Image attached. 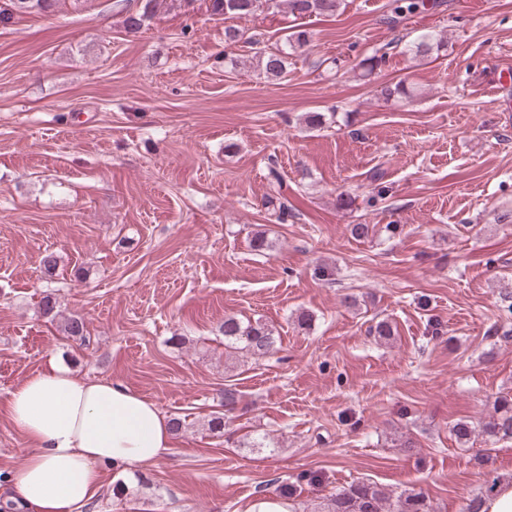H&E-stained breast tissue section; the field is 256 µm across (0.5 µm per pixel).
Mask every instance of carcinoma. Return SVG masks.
Wrapping results in <instances>:
<instances>
[{"label":"carcinoma","mask_w":512,"mask_h":512,"mask_svg":"<svg viewBox=\"0 0 512 512\" xmlns=\"http://www.w3.org/2000/svg\"><path fill=\"white\" fill-rule=\"evenodd\" d=\"M285 2L288 12L296 18L311 16L331 17L336 14L338 0H274V6ZM57 0H10L11 9L0 10V23L7 24L18 15L41 13L49 15L54 12ZM163 0H145L140 11H125L124 26L129 32H137L146 21L152 19L162 5ZM210 10L214 15L226 19H246L263 10L262 0H210ZM225 36L231 44L244 43L254 47L263 72L272 77H279L288 70L290 52L306 46L310 41L309 32L297 29L286 38L291 51L284 48L266 49L259 47V41L247 35L246 31L235 26L225 28ZM444 42L432 35H424L411 45L415 56L428 58L439 51ZM227 346L242 350L252 356L267 354L276 343V336L269 326L259 320L244 323L228 316L221 325ZM64 334L74 340L85 343L87 327L84 318L71 316L63 325ZM494 415L491 419L476 427L468 420H459L452 431L457 441L466 443L476 431L496 440L512 439V396L500 395L493 403ZM324 512H433L431 503L425 496L413 489L403 491L392 500L380 486L365 481L351 483L347 488L325 498Z\"/></svg>","instance_id":"carcinoma-1"}]
</instances>
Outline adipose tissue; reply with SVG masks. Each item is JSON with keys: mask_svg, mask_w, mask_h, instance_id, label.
<instances>
[{"mask_svg": "<svg viewBox=\"0 0 512 512\" xmlns=\"http://www.w3.org/2000/svg\"><path fill=\"white\" fill-rule=\"evenodd\" d=\"M7 411L33 447L10 477L29 512H77L99 495L103 466L135 470L171 446L170 420L155 402L52 359L10 393Z\"/></svg>", "mask_w": 512, "mask_h": 512, "instance_id": "obj_1", "label": "adipose tissue"}]
</instances>
